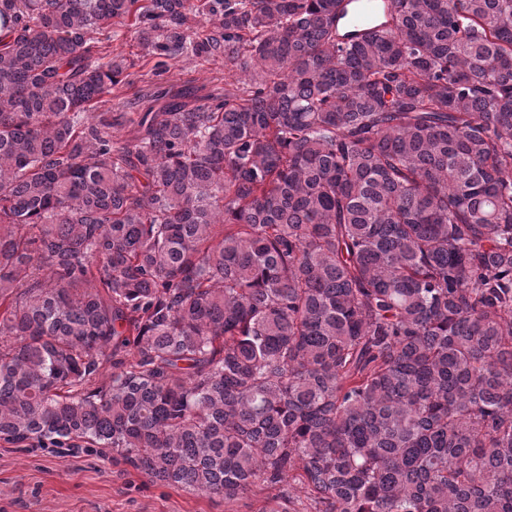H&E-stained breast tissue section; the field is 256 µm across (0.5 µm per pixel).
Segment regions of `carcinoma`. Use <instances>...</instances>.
I'll return each instance as SVG.
<instances>
[{
	"instance_id": "1",
	"label": "carcinoma",
	"mask_w": 512,
	"mask_h": 512,
	"mask_svg": "<svg viewBox=\"0 0 512 512\" xmlns=\"http://www.w3.org/2000/svg\"><path fill=\"white\" fill-rule=\"evenodd\" d=\"M342 2L0 0V439L512 512V0ZM114 19L233 80L112 134Z\"/></svg>"
}]
</instances>
